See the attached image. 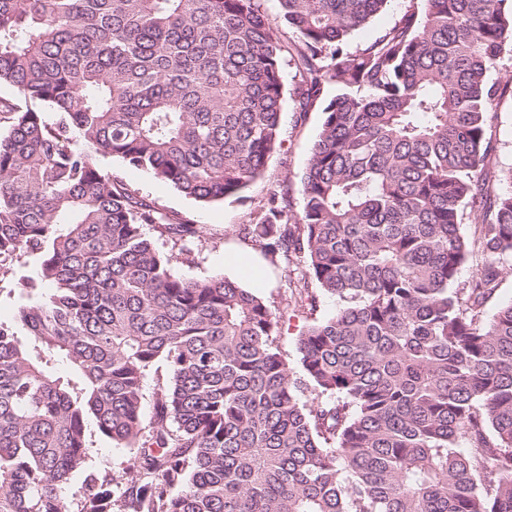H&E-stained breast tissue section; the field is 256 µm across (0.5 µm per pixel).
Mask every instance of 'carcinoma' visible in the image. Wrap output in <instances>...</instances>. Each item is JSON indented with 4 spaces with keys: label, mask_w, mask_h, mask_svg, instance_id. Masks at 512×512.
Instances as JSON below:
<instances>
[{
    "label": "carcinoma",
    "mask_w": 512,
    "mask_h": 512,
    "mask_svg": "<svg viewBox=\"0 0 512 512\" xmlns=\"http://www.w3.org/2000/svg\"><path fill=\"white\" fill-rule=\"evenodd\" d=\"M278 2L0 0V269L34 257L51 287L0 323V512H69L92 427L138 456L81 512H512V303L485 311L512 272L487 135L512 0H407L356 50L389 0ZM279 20L299 106L338 90L300 210L274 192L240 230L274 268L300 259L295 302L337 300L297 377L255 289L173 273L202 227L97 164L204 205L242 193L280 139ZM406 0H392L364 29L358 31L349 42L351 49L362 48L390 28L404 11ZM167 376V367L163 362H159L149 373L146 379L145 385V400L144 410L147 422L152 416L153 403H154V392L156 391L157 384L165 382Z\"/></svg>",
    "instance_id": "obj_1"
}]
</instances>
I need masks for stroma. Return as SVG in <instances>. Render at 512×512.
<instances>
[{"label": "stroma", "mask_w": 512, "mask_h": 512, "mask_svg": "<svg viewBox=\"0 0 512 512\" xmlns=\"http://www.w3.org/2000/svg\"><path fill=\"white\" fill-rule=\"evenodd\" d=\"M301 76L294 63L284 64L286 95L281 113V143L270 155L263 176L239 196L203 205L184 197L154 175L126 168L118 158L98 157V165L123 178L129 188L157 204L166 213L189 224L203 227L206 241L195 257L194 263H178L176 273L187 278H201L224 272V257L230 247L239 245L236 235L239 225L251 223L269 193L274 190L288 193L292 204H299V179L308 162L309 152L322 122L321 100L313 101L307 108H300L293 90ZM490 134L496 152L490 164L496 176L494 187L503 191L512 186V92H506L495 107ZM34 260L11 264L7 274L0 277V322L12 324L18 307L28 298H39L40 290L25 291L18 283L20 277H36ZM291 267L284 264L278 270L266 271L265 287L261 295L273 309L279 311L277 342L288 359L292 370L300 368L298 338L313 321L327 317L336 309L337 301L330 296L321 297L315 311H289L285 308L291 296L289 283ZM88 458L83 470L72 473L66 484V500L70 512L81 506V489L87 475L112 478L122 475L138 454L137 449L118 445L101 436L91 438Z\"/></svg>", "instance_id": "obj_1"}]
</instances>
